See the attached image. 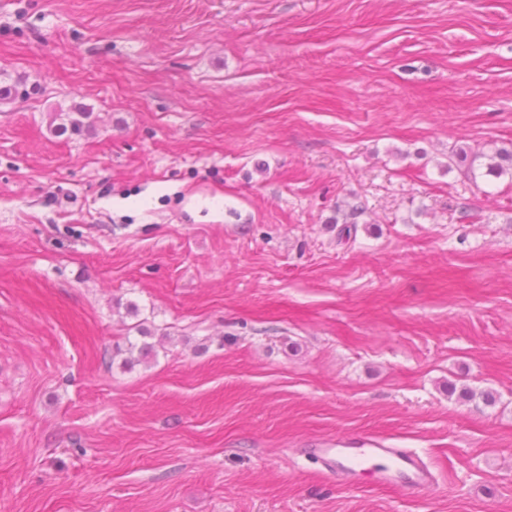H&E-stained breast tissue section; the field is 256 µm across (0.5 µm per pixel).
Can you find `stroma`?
I'll return each instance as SVG.
<instances>
[{
	"mask_svg": "<svg viewBox=\"0 0 512 512\" xmlns=\"http://www.w3.org/2000/svg\"><path fill=\"white\" fill-rule=\"evenodd\" d=\"M18 78L0 512H512V0H0ZM91 116L92 112L86 110L60 113L57 117L63 122L59 124V135L67 134L69 129L72 134H79L84 130L91 129L93 127V123L90 121ZM309 448L323 470L336 480L355 483L361 472L369 471L379 485L415 493L434 487L437 478L427 461L414 449L392 448L379 437L340 436ZM334 448H321V447Z\"/></svg>",
	"mask_w": 512,
	"mask_h": 512,
	"instance_id": "35a3bbf8",
	"label": "stroma"
}]
</instances>
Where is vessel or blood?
Returning <instances> with one entry per match:
<instances>
[{
  "label": "vessel or blood",
  "mask_w": 512,
  "mask_h": 512,
  "mask_svg": "<svg viewBox=\"0 0 512 512\" xmlns=\"http://www.w3.org/2000/svg\"><path fill=\"white\" fill-rule=\"evenodd\" d=\"M312 454L327 474L350 484L365 471L378 484L404 493L424 491L437 483L432 468L419 452L387 446L375 436H340L331 440L329 447L314 448Z\"/></svg>",
  "instance_id": "b4317fda"
}]
</instances>
